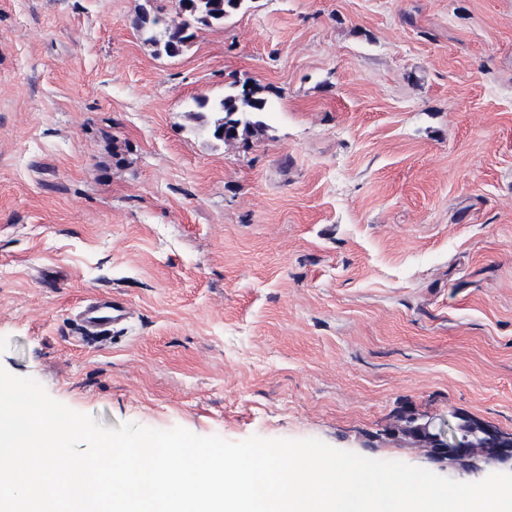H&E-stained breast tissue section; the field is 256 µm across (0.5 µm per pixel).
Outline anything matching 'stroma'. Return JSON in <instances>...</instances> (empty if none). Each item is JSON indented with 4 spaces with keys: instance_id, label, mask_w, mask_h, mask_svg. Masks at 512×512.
<instances>
[{
    "instance_id": "1",
    "label": "stroma",
    "mask_w": 512,
    "mask_h": 512,
    "mask_svg": "<svg viewBox=\"0 0 512 512\" xmlns=\"http://www.w3.org/2000/svg\"><path fill=\"white\" fill-rule=\"evenodd\" d=\"M143 2L0 0V366L108 428L485 478L388 429L512 433V0H252L176 57ZM235 80L246 144L190 114ZM230 86L231 90L223 98H195L197 110L190 112L215 114L214 119L204 126L212 138L224 142H247L250 137L267 127L263 117L269 109L268 98L263 93L264 88L249 80L242 84L235 80ZM129 315L127 307L111 297H98L90 300L79 317V325L86 335V342L101 345L111 335L117 333L120 325Z\"/></svg>"
}]
</instances>
